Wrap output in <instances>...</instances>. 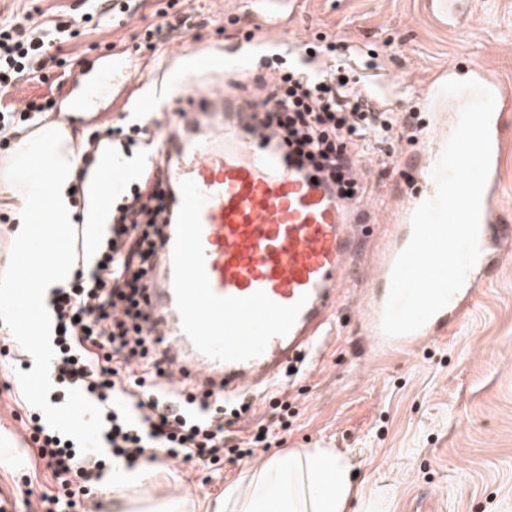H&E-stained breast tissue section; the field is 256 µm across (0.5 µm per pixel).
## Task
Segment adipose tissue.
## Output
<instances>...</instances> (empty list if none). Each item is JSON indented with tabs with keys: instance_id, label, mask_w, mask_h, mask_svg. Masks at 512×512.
<instances>
[{
	"instance_id": "ef3b65f1",
	"label": "adipose tissue",
	"mask_w": 512,
	"mask_h": 512,
	"mask_svg": "<svg viewBox=\"0 0 512 512\" xmlns=\"http://www.w3.org/2000/svg\"><path fill=\"white\" fill-rule=\"evenodd\" d=\"M71 131L55 122L26 131L9 161L16 199L12 257L35 289L32 319L45 325L49 291L67 285L75 271L71 189L82 167ZM55 240L51 256L33 251L38 238ZM248 479L225 491L206 512H346L350 466L329 448H297L252 466Z\"/></svg>"
}]
</instances>
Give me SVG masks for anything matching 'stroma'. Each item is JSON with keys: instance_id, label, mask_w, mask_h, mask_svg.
<instances>
[{"instance_id": "1", "label": "stroma", "mask_w": 512, "mask_h": 512, "mask_svg": "<svg viewBox=\"0 0 512 512\" xmlns=\"http://www.w3.org/2000/svg\"><path fill=\"white\" fill-rule=\"evenodd\" d=\"M174 23L159 52L144 48L147 26L159 24L157 6ZM130 14L113 25L88 30L64 51L73 68L98 66L107 45L124 51L132 70L128 92L118 102L103 99L106 123L118 128L128 112L152 116L174 126L190 91L233 79L225 68L229 51L241 67L273 80L289 63L287 44L319 41L345 44L371 54L373 72L355 68L381 91L402 125L393 141L374 145L365 155L370 191L387 186L414 187L419 174L400 165L399 154L425 150V129L436 110L434 80L448 68L468 78L478 64L512 84V0H476L460 24L432 12L427 0H290L286 29L255 31L256 47L244 48L254 31L243 0H130ZM210 57L193 69L195 53ZM357 289H347L317 357L299 374L281 380L273 391L242 389L251 411L225 416L224 427L246 439L258 424L271 426L268 449L253 456L224 458L214 472L189 464L160 467L143 462L138 480L115 476L112 490L96 495L87 512H113L112 492L144 499L169 495L197 504L234 486L247 467L294 448H331L349 460L355 473L350 512L367 505L381 512H512V255L498 278L478 289L464 320L439 342L408 354L373 358L355 317ZM29 370L0 371V496L15 512H35L28 494L55 487L34 448L17 445L28 412L84 437L83 418L43 402L31 389L30 373L43 370L45 356L33 355L19 340ZM287 398L294 414L281 428L273 398Z\"/></svg>"}]
</instances>
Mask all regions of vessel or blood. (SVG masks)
<instances>
[{
    "label": "vessel or blood",
    "mask_w": 512,
    "mask_h": 512,
    "mask_svg": "<svg viewBox=\"0 0 512 512\" xmlns=\"http://www.w3.org/2000/svg\"><path fill=\"white\" fill-rule=\"evenodd\" d=\"M122 52L76 76L71 112L92 111L89 88L103 89L126 72ZM472 77L495 98L490 120L491 164L480 212L481 255L461 289L419 330L386 336L381 329L394 261L411 236L417 205L433 198L432 170L450 138L437 131L422 166L421 186L399 204L381 248L368 228L377 221L367 199L344 200L323 173L298 167L286 144L255 119L262 104L234 89L195 94L194 105L164 145L163 176L171 212L147 288L153 335L173 378L198 392L234 395L274 382L303 355L319 350L321 332L343 294L354 261L369 262V294L357 319L368 345L380 353H408L460 323L478 288L494 280L512 225L503 223L499 196L505 118L512 88L475 68ZM0 306L32 339L26 317L31 291Z\"/></svg>",
    "instance_id": "obj_1"
}]
</instances>
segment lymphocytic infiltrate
Masks as SVG:
<instances>
[{"mask_svg":"<svg viewBox=\"0 0 512 512\" xmlns=\"http://www.w3.org/2000/svg\"><path fill=\"white\" fill-rule=\"evenodd\" d=\"M79 29L51 25L34 14L0 26V94L17 82L43 79L47 53L79 37ZM336 44L307 47L282 73L259 115L278 126L280 138L298 165L328 173L351 191L345 175L358 168L361 149L392 140L399 122L375 110L370 97L340 68L325 66ZM56 97L0 108V151L8 150L14 125L35 123L55 110ZM168 196L161 177L146 168L111 209V222L90 264L79 265L67 286L52 289L53 355L47 400H82L95 423L94 443L66 435L32 414L28 428L38 459L57 489L41 494L37 512H75L101 487L114 465L134 468L141 458L208 467L224 455L249 456L224 434L220 405L229 412L249 411L248 403L225 404L223 396L196 394L169 380L142 306L148 277L167 224Z\"/></svg>","mask_w":512,"mask_h":512,"instance_id":"f902f5d3","label":"lymphocytic infiltrate"}]
</instances>
